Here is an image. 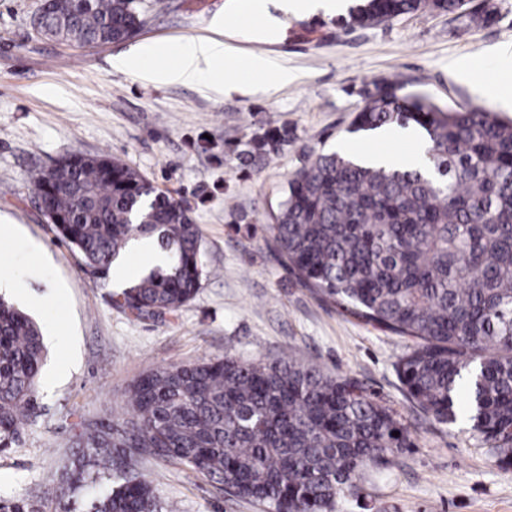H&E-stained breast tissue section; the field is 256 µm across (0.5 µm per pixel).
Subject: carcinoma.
<instances>
[{"label":"carcinoma","mask_w":512,"mask_h":512,"mask_svg":"<svg viewBox=\"0 0 512 512\" xmlns=\"http://www.w3.org/2000/svg\"><path fill=\"white\" fill-rule=\"evenodd\" d=\"M141 0H68L45 17L52 36L116 43L144 23ZM462 0H364L348 27L417 12L455 14ZM357 131L421 128L433 173L361 166L337 153L308 157L268 225L295 281L361 321L408 337L395 368L406 398L440 424L467 414L472 438L512 466V120L480 107H441L384 79L361 90ZM286 126L260 125L224 156L267 163L288 142ZM35 197L61 216L55 229L95 282L133 239H154L167 259L116 294L136 318L174 314L204 274L192 208L139 171L105 157H63L31 176ZM45 357L37 323L0 297V448L39 416ZM125 426L85 425L81 456L64 466L54 497L62 512L90 486L89 512H158L139 468L118 459L160 448L215 477L233 496L268 512H328L362 470H381L414 446L393 410L360 381L316 365L230 355L144 375L128 389ZM399 435H393V432Z\"/></svg>","instance_id":"cac0c4a2"}]
</instances>
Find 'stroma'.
<instances>
[{
	"label": "stroma",
	"instance_id": "stroma-1",
	"mask_svg": "<svg viewBox=\"0 0 512 512\" xmlns=\"http://www.w3.org/2000/svg\"><path fill=\"white\" fill-rule=\"evenodd\" d=\"M42 0H0V277L22 280L24 310L40 325L46 357L42 414L0 451V497L23 498L33 512H59L60 470L75 451L81 423L129 416L128 387L147 372L230 354L253 362L293 359L358 378L409 428L413 447L375 474L360 495L339 494L331 512H512V466L497 465L469 424L441 425L403 395L394 364L407 339L363 323L301 288L264 230L268 208L307 155L341 147L363 153L410 151L351 124L363 84L398 77L408 93L441 106L481 107L512 119L496 100L512 74L491 50L512 47V0H472L478 17L399 16L376 27L346 28L330 14L287 15L255 39L239 0H145L132 40L80 47L35 33ZM243 53L288 68L294 81L259 83L250 95L210 81L164 85L111 68L132 44L186 42L208 35L216 14ZM474 68L459 76L454 62ZM292 127L295 140L269 163L244 169L225 161L224 144L256 121ZM105 156L143 173L160 191L186 201L202 231L206 275L176 314L138 319L114 302L111 282L95 283L81 259L48 224L31 193L30 171L66 154ZM160 507L178 512H265L220 494L215 480L172 461L140 457Z\"/></svg>",
	"mask_w": 512,
	"mask_h": 512
}]
</instances>
